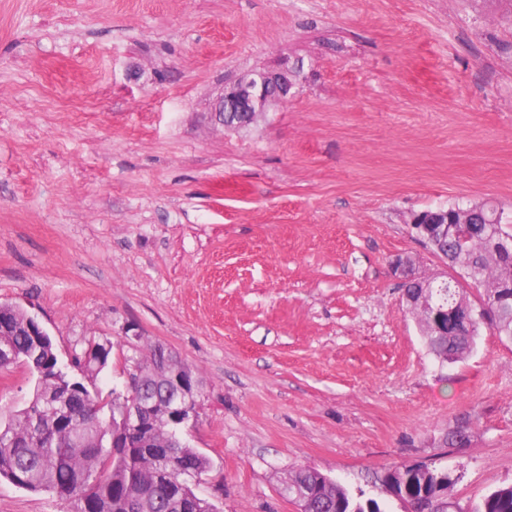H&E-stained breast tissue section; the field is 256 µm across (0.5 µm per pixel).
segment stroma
<instances>
[{"label":"stroma","mask_w":512,"mask_h":512,"mask_svg":"<svg viewBox=\"0 0 512 512\" xmlns=\"http://www.w3.org/2000/svg\"><path fill=\"white\" fill-rule=\"evenodd\" d=\"M301 66L256 126L213 106L240 73ZM512 211V0H0V302L60 362L129 335L204 380L185 441L218 512H299L310 466L404 512L400 461L461 505L512 485V343L429 353L390 268L448 274L415 214ZM32 377L0 371V417ZM0 512H73L0 479Z\"/></svg>","instance_id":"stroma-1"}]
</instances>
